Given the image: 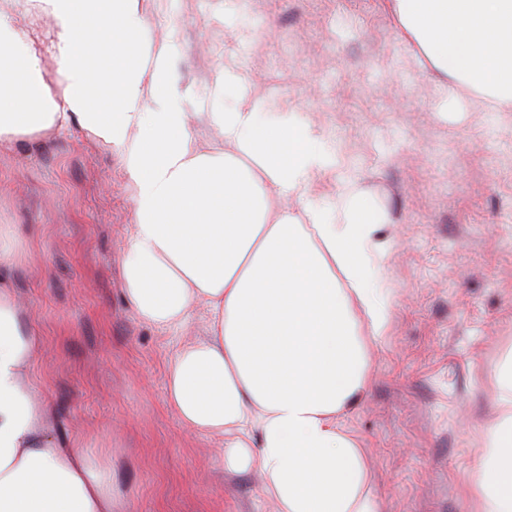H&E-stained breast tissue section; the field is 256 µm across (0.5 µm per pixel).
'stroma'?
Returning <instances> with one entry per match:
<instances>
[{"instance_id": "1", "label": "stroma", "mask_w": 512, "mask_h": 512, "mask_svg": "<svg viewBox=\"0 0 512 512\" xmlns=\"http://www.w3.org/2000/svg\"><path fill=\"white\" fill-rule=\"evenodd\" d=\"M199 143L211 115L253 103L311 124L337 158L312 192L335 219L354 182L379 219L377 285L392 308L366 400L343 418L385 512H470L464 492L512 347V112L452 111L386 0H145ZM133 197L119 156L71 126L0 147V224L22 229L14 286L43 335L32 382L52 432L111 465L119 512H273L228 476L216 438L166 402L180 336L121 290Z\"/></svg>"}]
</instances>
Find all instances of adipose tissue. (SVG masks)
I'll return each mask as SVG.
<instances>
[{"mask_svg":"<svg viewBox=\"0 0 512 512\" xmlns=\"http://www.w3.org/2000/svg\"><path fill=\"white\" fill-rule=\"evenodd\" d=\"M401 37L456 88L512 112V0H387ZM54 20L52 77L27 29L0 10V144L77 124L119 154L133 191L120 271L137 318L202 336L166 364L180 423L223 442L224 472L259 476L275 512H383L367 448L341 416L370 384L369 345L388 301L372 288L376 215L349 199L323 219L309 185L333 167L313 131L214 113L224 149L199 145L164 46L143 38V0H40ZM19 225L0 224V512H114L106 467L50 434L28 384L41 333L12 272ZM465 494L472 512H512V363Z\"/></svg>","mask_w":512,"mask_h":512,"instance_id":"1","label":"adipose tissue"}]
</instances>
